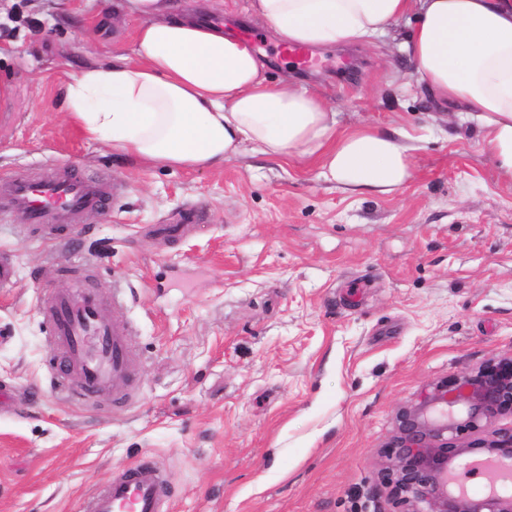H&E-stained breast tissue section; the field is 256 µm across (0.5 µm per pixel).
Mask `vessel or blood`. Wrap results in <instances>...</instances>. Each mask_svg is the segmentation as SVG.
Listing matches in <instances>:
<instances>
[{
	"instance_id": "vessel-or-blood-1",
	"label": "vessel or blood",
	"mask_w": 512,
	"mask_h": 512,
	"mask_svg": "<svg viewBox=\"0 0 512 512\" xmlns=\"http://www.w3.org/2000/svg\"><path fill=\"white\" fill-rule=\"evenodd\" d=\"M117 191V186L65 165L35 176L0 174V216L20 217L24 229L40 226L55 243L63 231L81 232L82 218L103 210ZM41 311L50 328L54 367L73 380L71 397L126 403L134 384L127 324L109 316L90 288L51 292ZM169 498L163 470L144 457L122 466L84 501L82 512H169Z\"/></svg>"
}]
</instances>
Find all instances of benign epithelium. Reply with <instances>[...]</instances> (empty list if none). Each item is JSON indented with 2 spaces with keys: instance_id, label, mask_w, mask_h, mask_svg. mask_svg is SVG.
<instances>
[{
  "instance_id": "benign-epithelium-1",
  "label": "benign epithelium",
  "mask_w": 512,
  "mask_h": 512,
  "mask_svg": "<svg viewBox=\"0 0 512 512\" xmlns=\"http://www.w3.org/2000/svg\"><path fill=\"white\" fill-rule=\"evenodd\" d=\"M512 415V358L430 382L397 414V428L383 451L382 481L398 512H512V487L481 497L448 487L475 478V456L500 463L512 474V426L495 427Z\"/></svg>"
}]
</instances>
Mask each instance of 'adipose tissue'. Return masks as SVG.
Wrapping results in <instances>:
<instances>
[{
  "label": "adipose tissue",
  "instance_id": "obj_1",
  "mask_svg": "<svg viewBox=\"0 0 512 512\" xmlns=\"http://www.w3.org/2000/svg\"><path fill=\"white\" fill-rule=\"evenodd\" d=\"M141 20L131 53L72 75L67 110L93 141L151 164L210 168L246 152L317 165L353 192L391 194L413 160L398 134L337 129L333 107L302 83L270 82L251 44L179 0H123ZM248 12L311 49L369 45L405 17L412 75L475 121L512 179V0H249Z\"/></svg>",
  "mask_w": 512,
  "mask_h": 512
}]
</instances>
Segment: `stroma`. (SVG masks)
Returning <instances> with one entry per match:
<instances>
[{
	"instance_id": "stroma-1",
	"label": "stroma",
	"mask_w": 512,
	"mask_h": 512,
	"mask_svg": "<svg viewBox=\"0 0 512 512\" xmlns=\"http://www.w3.org/2000/svg\"><path fill=\"white\" fill-rule=\"evenodd\" d=\"M115 0H0V172L59 164L121 189L90 229L48 246L0 220L16 272L0 288V512H80L119 466L149 456L171 512H396L380 481L398 410L431 381L512 356V179L476 122L409 84L399 20L373 46L315 50L300 69L248 0L209 19L250 30L272 79L334 106L340 129L405 130L413 176L357 195L312 165L244 155L216 168L145 165L87 141L71 74L130 52L140 20ZM203 213L185 235L157 224ZM134 394L78 405L52 375L48 291L113 285Z\"/></svg>"
}]
</instances>
